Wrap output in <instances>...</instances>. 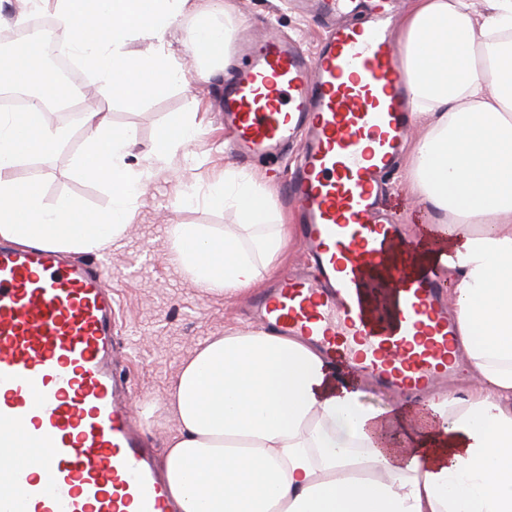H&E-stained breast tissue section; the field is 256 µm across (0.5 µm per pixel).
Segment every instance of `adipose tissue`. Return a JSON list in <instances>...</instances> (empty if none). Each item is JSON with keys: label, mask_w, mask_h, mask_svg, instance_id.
Returning <instances> with one entry per match:
<instances>
[{"label": "adipose tissue", "mask_w": 512, "mask_h": 512, "mask_svg": "<svg viewBox=\"0 0 512 512\" xmlns=\"http://www.w3.org/2000/svg\"><path fill=\"white\" fill-rule=\"evenodd\" d=\"M414 0L398 35L414 122L405 150L407 192L431 208L448 250L436 256L459 317L457 345L474 379L461 395L436 396L428 425L405 408L376 411L321 350L262 327L225 331L195 345L161 403L177 430L161 460L180 512H512V0ZM52 8L60 52L78 58L113 97L135 105L185 82L168 35L190 0H16L15 25ZM231 28L215 17L191 32L204 61L229 55ZM150 41L137 53L132 41ZM31 102L0 113V239L65 253L119 240L127 201L196 136L193 119L162 128L147 164L127 166L131 140L85 113L82 176L112 196L104 212L76 198L43 203L36 182L12 170L58 149L66 131L48 100L72 98L24 41L0 54V88ZM239 224L218 232L173 229L174 257L198 287L228 299L274 275L292 227L249 175L228 167L206 198ZM404 447L389 442L393 432Z\"/></svg>", "instance_id": "adipose-tissue-1"}]
</instances>
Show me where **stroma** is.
<instances>
[{
    "label": "stroma",
    "mask_w": 512,
    "mask_h": 512,
    "mask_svg": "<svg viewBox=\"0 0 512 512\" xmlns=\"http://www.w3.org/2000/svg\"><path fill=\"white\" fill-rule=\"evenodd\" d=\"M212 5L213 0H194L192 13L178 22L171 38L184 70H209L208 79L194 78L186 86L173 84L135 106L113 99L102 81L86 80L94 110L128 132L132 141L127 157L130 166H138L160 128L190 112L195 113L199 124L196 139L167 165L156 168L141 193L129 200L132 222L128 232L112 247L82 256L88 264L102 261L107 266L117 318L113 345L127 377L129 405L144 443L159 453L176 430L161 402L181 364L199 340L229 327L252 325V305L270 285L269 280H261L230 301L203 292L174 260L173 226L204 224L220 229L236 223L233 210H216L205 202L228 165L254 174L278 210L292 217L297 214L285 189L287 158L247 164L237 159L227 144L221 98L228 76L220 63L196 62L190 41L197 13L209 11ZM228 10L232 29L250 31L257 39L284 36L312 50L324 37L323 21L304 12L297 0H229ZM67 130L60 149L20 164L13 170V178L39 181L47 204L64 194L80 199L88 209H109L112 198L108 192L75 168V159L83 149V127L71 123ZM187 187L195 192L193 203L176 206L178 193ZM385 205L396 223L403 225L407 243L418 246L423 225L432 223L433 217L427 206L408 198L399 172H392L386 181Z\"/></svg>",
    "instance_id": "35a3bbf8"
}]
</instances>
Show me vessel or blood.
<instances>
[{"instance_id":"b4317fda","label":"vessel or blood","mask_w":512,"mask_h":512,"mask_svg":"<svg viewBox=\"0 0 512 512\" xmlns=\"http://www.w3.org/2000/svg\"><path fill=\"white\" fill-rule=\"evenodd\" d=\"M333 20L308 52L283 37L244 44L224 89V121L243 156L300 142L288 192L302 210L311 271L259 297L260 323L315 336L398 391H424L454 369L456 333L429 269L390 263L407 248L380 209L384 175L410 107L392 15L372 0L363 25L336 23L341 0H307ZM105 273L39 248L0 246V512H170L167 491L112 365Z\"/></svg>"}]
</instances>
